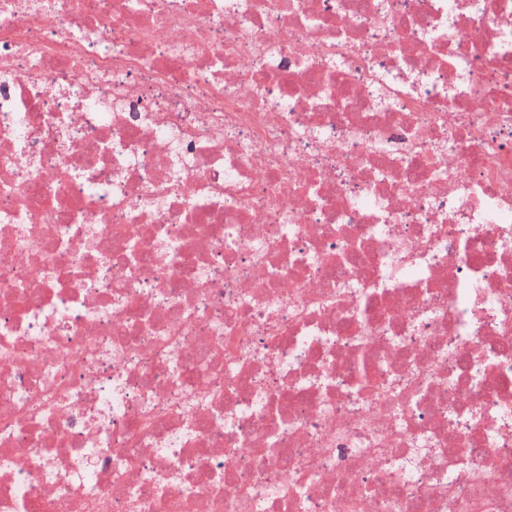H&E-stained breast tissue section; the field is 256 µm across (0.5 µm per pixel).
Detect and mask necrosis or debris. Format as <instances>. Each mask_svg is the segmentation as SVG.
Here are the masks:
<instances>
[{
	"label": "necrosis or debris",
	"instance_id": "4bbe7bcc",
	"mask_svg": "<svg viewBox=\"0 0 512 512\" xmlns=\"http://www.w3.org/2000/svg\"><path fill=\"white\" fill-rule=\"evenodd\" d=\"M512 0H0V512H512Z\"/></svg>",
	"mask_w": 512,
	"mask_h": 512
}]
</instances>
